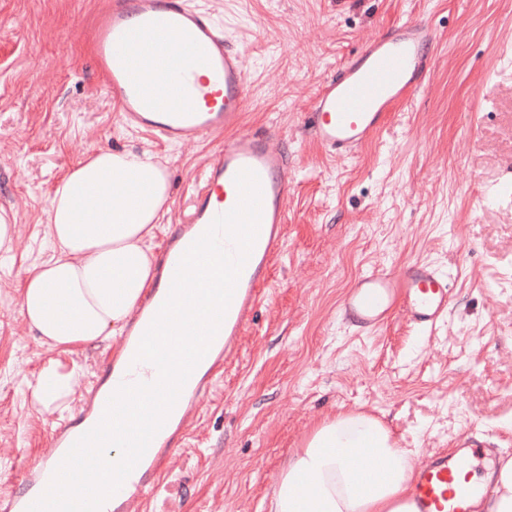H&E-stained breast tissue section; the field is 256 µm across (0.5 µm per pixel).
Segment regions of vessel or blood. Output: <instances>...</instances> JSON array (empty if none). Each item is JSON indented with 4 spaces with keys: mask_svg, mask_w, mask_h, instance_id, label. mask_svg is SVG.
I'll return each mask as SVG.
<instances>
[{
    "mask_svg": "<svg viewBox=\"0 0 512 512\" xmlns=\"http://www.w3.org/2000/svg\"><path fill=\"white\" fill-rule=\"evenodd\" d=\"M103 85L118 103L126 124L168 144L198 143L227 130L230 138L215 150L202 187L191 196L187 223L160 254L159 265L174 277L179 261L213 220L236 206V175L255 172L261 189V221L220 329L193 370L163 427L121 488L101 512H126L135 495L154 491L166 456L182 447L175 433L188 429L235 351L243 329L263 299L269 266L283 247L287 222L286 155L270 147L265 133L239 130L247 79L241 53L218 29L209 13L186 0H112L95 18L87 36ZM434 41L428 23L401 22L370 42L337 70L315 99L316 137L324 148L349 154L371 140L392 108L423 83ZM169 295L156 289L141 308V328H148ZM356 321L373 326L395 309L409 313L420 327L436 326L448 314V281L431 268L401 274L380 270L361 275L347 297ZM139 336H132L118 357L108 359L102 377L89 389V416L99 423L111 395L121 384L156 381L154 365L136 360ZM485 456L477 445L459 441L448 453L434 455L416 481L418 512H477L490 485L462 478L480 471ZM55 465L43 462L25 473L24 491L0 496V512H27L50 484Z\"/></svg>",
    "mask_w": 512,
    "mask_h": 512,
    "instance_id": "obj_1",
    "label": "vessel or blood"
}]
</instances>
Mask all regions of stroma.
<instances>
[{
	"instance_id": "1",
	"label": "stroma",
	"mask_w": 512,
	"mask_h": 512,
	"mask_svg": "<svg viewBox=\"0 0 512 512\" xmlns=\"http://www.w3.org/2000/svg\"><path fill=\"white\" fill-rule=\"evenodd\" d=\"M109 0H0V494L17 490L62 417L33 406L27 380L50 359L78 365L72 409L121 340L57 355L19 312L18 288L47 259L49 196L93 151L150 153L171 185L155 244L174 235L223 135L184 146L124 128L86 43ZM241 50V127L288 154L285 243L267 295L220 389L166 461L164 488L129 512H269L293 448L326 415L383 420L421 457L462 435L512 456V0H188ZM408 18L432 27L424 86L348 156L309 122L324 83ZM429 266L447 276L435 328L401 310L360 327L342 311L357 278Z\"/></svg>"
}]
</instances>
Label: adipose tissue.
I'll return each instance as SVG.
<instances>
[{"mask_svg":"<svg viewBox=\"0 0 512 512\" xmlns=\"http://www.w3.org/2000/svg\"><path fill=\"white\" fill-rule=\"evenodd\" d=\"M168 209L167 175L146 153L102 151L64 175L48 208V239L60 251L26 269L18 301L43 345L69 352L122 335L156 284L152 240ZM77 377L50 362L30 386L33 404L62 408ZM418 468L417 451L380 419L328 415L289 453L269 512H417ZM487 479L480 512H512V458L498 457Z\"/></svg>","mask_w":512,"mask_h":512,"instance_id":"adipose-tissue-1","label":"adipose tissue"}]
</instances>
